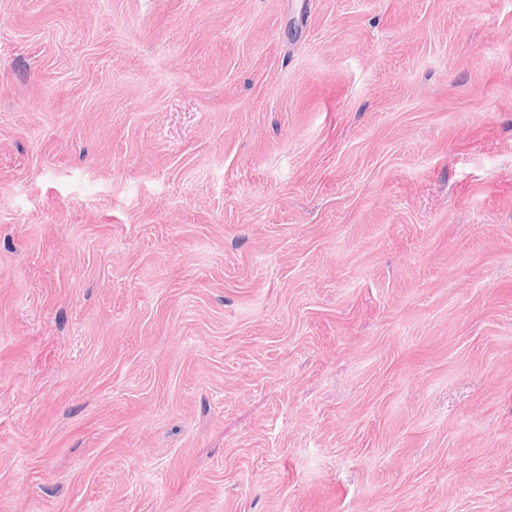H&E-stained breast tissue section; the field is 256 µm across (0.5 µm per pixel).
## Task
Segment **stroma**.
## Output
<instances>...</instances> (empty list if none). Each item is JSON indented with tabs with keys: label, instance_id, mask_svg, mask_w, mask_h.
I'll use <instances>...</instances> for the list:
<instances>
[{
	"label": "stroma",
	"instance_id": "1",
	"mask_svg": "<svg viewBox=\"0 0 512 512\" xmlns=\"http://www.w3.org/2000/svg\"><path fill=\"white\" fill-rule=\"evenodd\" d=\"M0 512H512V0H0Z\"/></svg>",
	"mask_w": 512,
	"mask_h": 512
}]
</instances>
